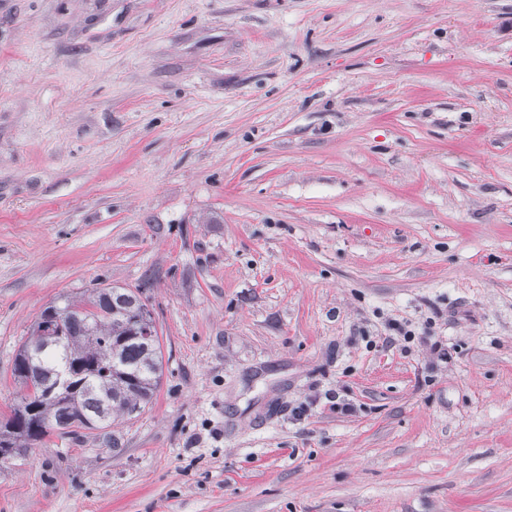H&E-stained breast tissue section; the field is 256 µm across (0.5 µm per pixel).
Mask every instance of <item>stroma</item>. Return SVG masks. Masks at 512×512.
Returning <instances> with one entry per match:
<instances>
[{
  "label": "stroma",
  "instance_id": "35a3bbf8",
  "mask_svg": "<svg viewBox=\"0 0 512 512\" xmlns=\"http://www.w3.org/2000/svg\"><path fill=\"white\" fill-rule=\"evenodd\" d=\"M113 286L160 388L0 512H512V0H0V416Z\"/></svg>",
  "mask_w": 512,
  "mask_h": 512
}]
</instances>
